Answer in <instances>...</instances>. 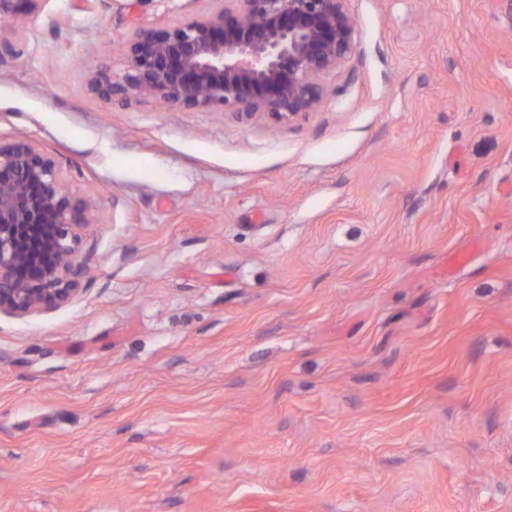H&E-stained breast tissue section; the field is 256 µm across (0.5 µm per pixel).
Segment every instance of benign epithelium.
Returning <instances> with one entry per match:
<instances>
[{
    "instance_id": "benign-epithelium-1",
    "label": "benign epithelium",
    "mask_w": 512,
    "mask_h": 512,
    "mask_svg": "<svg viewBox=\"0 0 512 512\" xmlns=\"http://www.w3.org/2000/svg\"><path fill=\"white\" fill-rule=\"evenodd\" d=\"M43 0H0L17 27ZM347 0H223L201 19L137 29L120 74L93 73L110 99L157 97L180 111L221 107L240 120H290L316 110L324 77L356 47ZM55 161L32 143H0V315L23 318L70 302L92 223Z\"/></svg>"
}]
</instances>
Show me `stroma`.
Wrapping results in <instances>:
<instances>
[{
	"mask_svg": "<svg viewBox=\"0 0 512 512\" xmlns=\"http://www.w3.org/2000/svg\"><path fill=\"white\" fill-rule=\"evenodd\" d=\"M346 6L278 124L88 92L216 0H44L0 59L96 215L0 317V512H512V0Z\"/></svg>",
	"mask_w": 512,
	"mask_h": 512,
	"instance_id": "stroma-1",
	"label": "stroma"
}]
</instances>
